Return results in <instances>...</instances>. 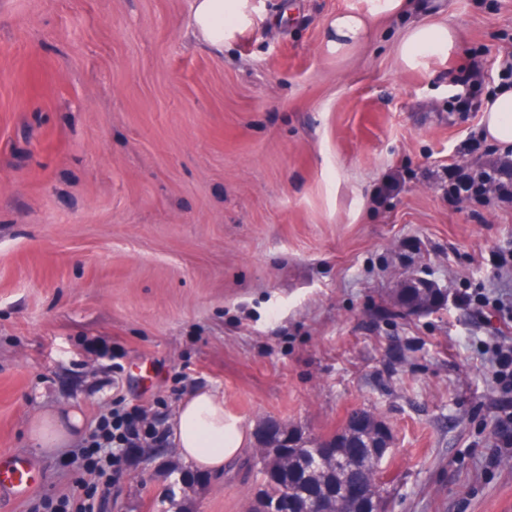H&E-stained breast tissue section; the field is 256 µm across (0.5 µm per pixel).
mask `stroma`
Masks as SVG:
<instances>
[{"mask_svg": "<svg viewBox=\"0 0 512 512\" xmlns=\"http://www.w3.org/2000/svg\"><path fill=\"white\" fill-rule=\"evenodd\" d=\"M191 4L0 0V452L36 473L0 512L92 488L101 512H247L239 457L195 483L171 444L106 486L75 464L115 401H166L168 425L199 388L248 452L269 420L328 438L373 412L387 512H512L490 362L512 343V205L449 206L446 178L483 163L450 72L478 63L495 92L512 0H410L342 55L330 26L360 0H253L221 51L189 36ZM416 21L450 24L454 53L405 67ZM402 278L443 306L401 307ZM70 411V442L32 440ZM66 415L48 413L34 421L31 435L41 444L58 445L67 441L72 432L81 425V417L76 412Z\"/></svg>", "mask_w": 512, "mask_h": 512, "instance_id": "stroma-1", "label": "stroma"}]
</instances>
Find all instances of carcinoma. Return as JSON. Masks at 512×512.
Returning <instances> with one entry per match:
<instances>
[{
  "instance_id": "1",
  "label": "carcinoma",
  "mask_w": 512,
  "mask_h": 512,
  "mask_svg": "<svg viewBox=\"0 0 512 512\" xmlns=\"http://www.w3.org/2000/svg\"><path fill=\"white\" fill-rule=\"evenodd\" d=\"M294 440L291 452L282 459L274 453L246 461L261 478V492L275 512H360V507L339 501L340 490L349 484L368 487L383 497L379 483L381 464L345 443L343 435L329 439L305 438L296 430L284 429L280 440Z\"/></svg>"
}]
</instances>
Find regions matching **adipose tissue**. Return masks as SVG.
Wrapping results in <instances>:
<instances>
[{"label":"adipose tissue","mask_w":512,"mask_h":512,"mask_svg":"<svg viewBox=\"0 0 512 512\" xmlns=\"http://www.w3.org/2000/svg\"><path fill=\"white\" fill-rule=\"evenodd\" d=\"M359 11L337 15L328 46L342 54L363 37L371 17L403 13L405 0H364ZM251 0H193L190 25L203 42L215 47L234 39L253 23ZM456 48V33L445 23H416L399 46L403 64L415 68L447 58ZM483 123L488 139L512 146V88L501 87L487 98ZM173 442L191 466L222 470L226 460L242 450L244 433L238 421L224 411V400L208 388L195 390L178 407L173 420Z\"/></svg>","instance_id":"obj_1"}]
</instances>
